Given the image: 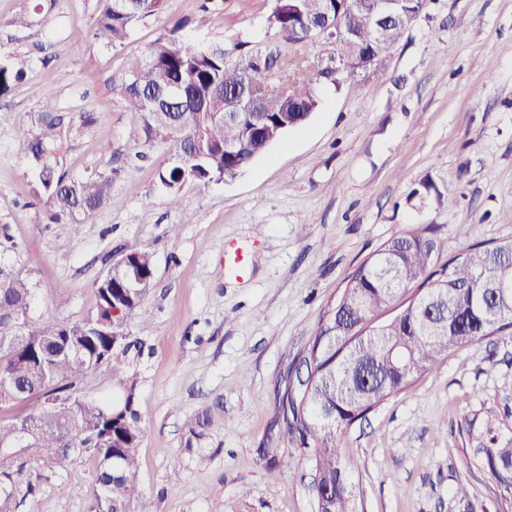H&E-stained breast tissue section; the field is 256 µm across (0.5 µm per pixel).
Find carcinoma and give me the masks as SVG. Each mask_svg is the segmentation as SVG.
I'll return each instance as SVG.
<instances>
[{"mask_svg": "<svg viewBox=\"0 0 512 512\" xmlns=\"http://www.w3.org/2000/svg\"><path fill=\"white\" fill-rule=\"evenodd\" d=\"M57 0H35L29 18H46ZM357 0H273L266 33L287 42L306 40L310 25L322 22L342 31L336 53L360 36L364 70L333 75L322 64L301 80L279 74L272 55L249 50L229 62L222 47L201 49L189 41L178 20L164 29L143 58L108 79L127 112L138 115L144 143L167 142L169 164L159 181L170 204L181 205L187 181L236 178L281 135L303 125L321 105V89L375 72L389 48L407 29L393 22L376 35L356 8ZM165 0H104L94 25H74L71 35L106 49L122 45L132 30L164 11ZM32 59L0 51V96L26 79ZM94 113L69 116L50 89L41 91L18 149L34 180V196L49 219L79 231L83 220L112 200V172L80 178L62 170L63 141L93 126ZM440 240L429 225L395 236L363 260L343 289L335 309L311 336L309 371L299 388H286L278 409L279 440L299 441L310 450L315 473L330 494L325 512H358L350 471L342 461V433L374 407L402 391L417 375L437 366L448 351L512 327V241L472 245L448 264L433 269ZM127 268L94 283L96 310L75 322H48L29 314L31 289L19 277L0 281V512L30 485L33 465L60 464L70 453L96 461L91 512H130L137 492V448L142 420L126 399L120 411L111 400L80 398L91 371L131 348L125 328L137 315L143 290L134 278H152L146 251L126 253ZM419 284L418 292L390 320L378 312L398 292ZM36 435L34 447L16 448V432ZM482 451L497 492L512 502V440L488 435Z\"/></svg>", "mask_w": 512, "mask_h": 512, "instance_id": "1", "label": "carcinoma"}]
</instances>
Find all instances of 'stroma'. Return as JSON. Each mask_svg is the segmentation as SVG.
<instances>
[{
    "label": "stroma",
    "mask_w": 512,
    "mask_h": 512,
    "mask_svg": "<svg viewBox=\"0 0 512 512\" xmlns=\"http://www.w3.org/2000/svg\"><path fill=\"white\" fill-rule=\"evenodd\" d=\"M270 5L222 0L210 14L198 0H166L125 46L107 50L69 35L71 24L93 26L100 0H58L48 25L30 29L13 24L30 0H0V50L34 59L0 97V269L29 284L32 316L78 321L123 254L154 259L126 327L136 348L83 384L116 404L132 399L141 414L133 512H317L308 452L279 442L275 407L287 379L306 377L309 338L354 269L418 224L437 229L438 267L474 243L512 241V0H431L376 73L324 88L304 126L234 180L185 183L172 207L158 187L169 144L142 145L137 116L106 80L182 17L192 20L188 38L223 45L232 62L242 40L276 45L283 64L333 55L321 38L262 40ZM45 87L69 113L95 114L65 145L66 173H116L111 203L78 233L48 223L15 153ZM426 177L441 199L413 198ZM233 245L249 253L246 277L224 271ZM510 412L512 329L450 350L344 433L364 512H512L477 446L489 428L512 439ZM206 413L210 424L192 436ZM95 479L86 455L34 465L15 512H91Z\"/></svg>",
    "instance_id": "35a3bbf8"
}]
</instances>
